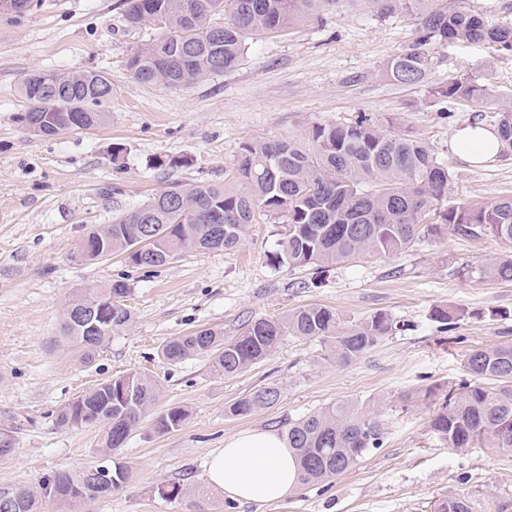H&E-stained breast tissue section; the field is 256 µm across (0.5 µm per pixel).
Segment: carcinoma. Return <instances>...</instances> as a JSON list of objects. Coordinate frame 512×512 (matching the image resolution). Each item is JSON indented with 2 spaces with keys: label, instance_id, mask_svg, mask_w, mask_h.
I'll return each mask as SVG.
<instances>
[{
  "label": "carcinoma",
  "instance_id": "cac0c4a2",
  "mask_svg": "<svg viewBox=\"0 0 512 512\" xmlns=\"http://www.w3.org/2000/svg\"><path fill=\"white\" fill-rule=\"evenodd\" d=\"M317 0H126L125 16L133 27L164 20L159 34L137 47L127 59L132 77L165 88L186 87L200 79L235 68L247 40L288 28ZM381 9L412 11L417 23L410 43L382 67L386 78L400 85L423 82L436 50L452 44H483L497 52L512 51V23L490 25L466 0L452 5L437 0H379ZM41 79L25 78L20 96L25 101L18 121L27 125L48 117L46 136L65 132L67 120L78 114L90 128L105 124L109 111L100 101V87L112 86L99 70L58 73L40 71ZM452 104L480 105L493 97L489 83L457 80L432 90ZM490 126L500 140L499 154L512 155V100L499 104ZM448 164L430 146L381 130L368 118L348 125L312 126L302 141L256 140L243 144L233 172L235 187L210 183L173 182L119 220L92 228L81 243L85 263L124 256L134 268L165 265L181 252L194 250L231 253L247 242L253 225L264 217L286 219L274 249L267 254L274 266L322 267L359 258L390 256L408 247L422 232L443 229L478 237L491 235L512 244V197L463 200L445 204L452 183ZM153 229L146 244L156 259L147 261L132 250L141 224ZM480 275L512 281V254L506 253L482 268ZM128 296L123 281L79 289L68 303L75 307L102 303L110 293ZM103 327L91 321L62 330L85 363H91L113 335L124 330L131 313L124 304L112 305ZM398 330L385 313L345 324L335 311L321 305L298 308L282 317L248 322L240 334L224 336L214 328L199 329L169 340L162 356L178 363L191 356L211 358L212 367L226 377L236 376L267 359L291 335L319 339L327 355L348 363ZM469 378L449 390L450 398L433 420L434 431L455 451L495 448L512 454V342L468 354ZM499 382L489 386L487 380ZM159 387L149 374L111 376L64 405L60 424L97 427L99 453L107 458L122 447L157 397ZM280 398L274 385L256 389L237 400L231 412L245 416ZM186 412L171 407L153 419V429L171 432L183 424ZM288 447L295 452L299 485L334 479L381 446L383 423L370 407L338 403L288 423ZM99 466L59 471L38 482L0 496V512H41L42 500L63 506L107 495L126 480L118 466L112 483H94ZM433 512H473L468 499L445 496Z\"/></svg>",
  "mask_w": 512,
  "mask_h": 512
}]
</instances>
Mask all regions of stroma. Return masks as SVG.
Returning <instances> with one entry per match:
<instances>
[{"instance_id": "1", "label": "stroma", "mask_w": 512, "mask_h": 512, "mask_svg": "<svg viewBox=\"0 0 512 512\" xmlns=\"http://www.w3.org/2000/svg\"><path fill=\"white\" fill-rule=\"evenodd\" d=\"M21 17L0 14V427L14 426V453L0 461V495L60 470L101 463L98 431L59 424V409L109 376L152 375L155 403L123 448L112 453L127 478L80 512H431L445 495L466 493L473 512L512 501V455L457 452L432 427L448 387L466 377L476 348L512 341V282L465 276L506 247L491 236L425 235L397 254L328 268L274 267L266 258L284 221L253 226L238 252L180 253L137 269L114 257L87 265L72 254L92 227L109 224L170 183L227 184L237 152L253 139H302L316 124L364 116L390 134L429 144L453 172L449 203L512 195V156L475 165L457 153L455 132L491 118L494 106L448 105L431 88L453 79L491 82L512 95V56L480 45L439 50L424 83L397 85L381 65L414 36L413 14L382 13L378 0H320L288 29L252 40L232 71L180 89L136 82L126 60L155 35L125 21L126 0H36ZM95 69L112 79L105 125L52 139L18 121L20 86L35 70ZM124 149L113 162V146ZM125 281L130 325L92 363L60 333L77 289ZM310 304L346 323L377 313L400 322L347 364L327 360L322 342L284 337L246 372L216 373L204 356L170 364L172 338L213 327L240 333L249 321ZM464 310L444 325L434 308ZM508 312L493 320L489 310ZM277 385L272 407L231 414L241 396ZM341 401L373 403L382 446L329 483L286 499L242 504L206 477L210 454L249 429L285 431L290 421ZM188 416L159 434L152 419L171 407ZM180 483L198 497L168 499Z\"/></svg>"}]
</instances>
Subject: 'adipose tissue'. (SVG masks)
I'll list each match as a JSON object with an SVG mask.
<instances>
[{
  "label": "adipose tissue",
  "instance_id": "ef3b65f1",
  "mask_svg": "<svg viewBox=\"0 0 512 512\" xmlns=\"http://www.w3.org/2000/svg\"><path fill=\"white\" fill-rule=\"evenodd\" d=\"M454 142L472 162H492L499 154L495 134L480 128L458 131ZM207 480L235 501H279L298 488L297 463L277 431L246 430L226 440L223 448L211 456Z\"/></svg>",
  "mask_w": 512,
  "mask_h": 512
}]
</instances>
